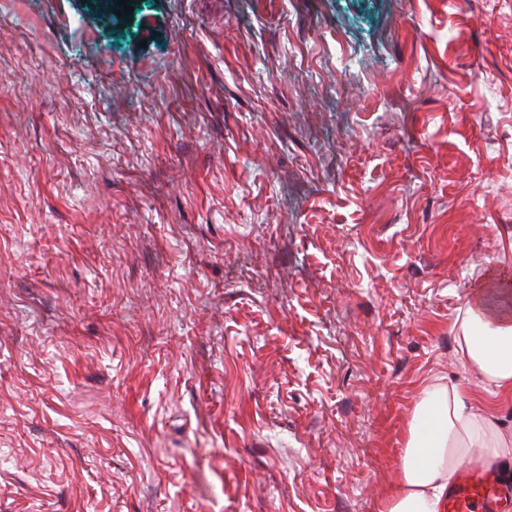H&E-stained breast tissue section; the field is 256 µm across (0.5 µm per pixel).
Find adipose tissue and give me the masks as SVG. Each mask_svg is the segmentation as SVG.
I'll return each mask as SVG.
<instances>
[{
  "label": "adipose tissue",
  "instance_id": "ef3b65f1",
  "mask_svg": "<svg viewBox=\"0 0 512 512\" xmlns=\"http://www.w3.org/2000/svg\"><path fill=\"white\" fill-rule=\"evenodd\" d=\"M455 363L483 379L481 398L459 383L425 384L393 482L378 512H443L459 468L473 454L498 459L512 454V438L493 419L498 403L512 400V290L476 299L456 338Z\"/></svg>",
  "mask_w": 512,
  "mask_h": 512
}]
</instances>
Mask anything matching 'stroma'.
<instances>
[{
  "label": "stroma",
  "instance_id": "1",
  "mask_svg": "<svg viewBox=\"0 0 512 512\" xmlns=\"http://www.w3.org/2000/svg\"><path fill=\"white\" fill-rule=\"evenodd\" d=\"M0 0V512H378L512 280V0Z\"/></svg>",
  "mask_w": 512,
  "mask_h": 512
}]
</instances>
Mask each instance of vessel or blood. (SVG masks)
Masks as SVG:
<instances>
[{"mask_svg": "<svg viewBox=\"0 0 512 512\" xmlns=\"http://www.w3.org/2000/svg\"><path fill=\"white\" fill-rule=\"evenodd\" d=\"M447 512H512V486L491 467L467 464L448 493Z\"/></svg>", "mask_w": 512, "mask_h": 512, "instance_id": "b4317fda", "label": "vessel or blood"}]
</instances>
